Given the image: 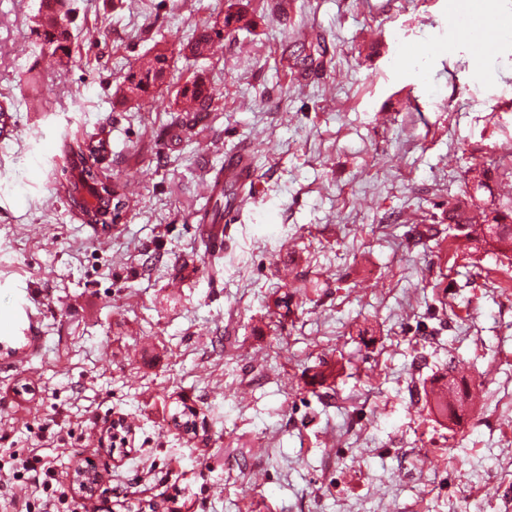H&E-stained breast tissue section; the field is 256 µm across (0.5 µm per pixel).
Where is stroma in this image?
Masks as SVG:
<instances>
[{
    "mask_svg": "<svg viewBox=\"0 0 512 512\" xmlns=\"http://www.w3.org/2000/svg\"><path fill=\"white\" fill-rule=\"evenodd\" d=\"M243 2L255 27L188 61L227 0H71L59 60L40 0H0V512H512V257L448 222L512 208V36L479 62L451 0ZM159 51L158 102L121 97ZM194 78L219 92L201 125ZM73 141L131 191L109 231L62 191ZM237 151L254 178L215 243L204 191ZM444 374L479 390L453 423L425 398Z\"/></svg>",
    "mask_w": 512,
    "mask_h": 512,
    "instance_id": "35a3bbf8",
    "label": "stroma"
}]
</instances>
